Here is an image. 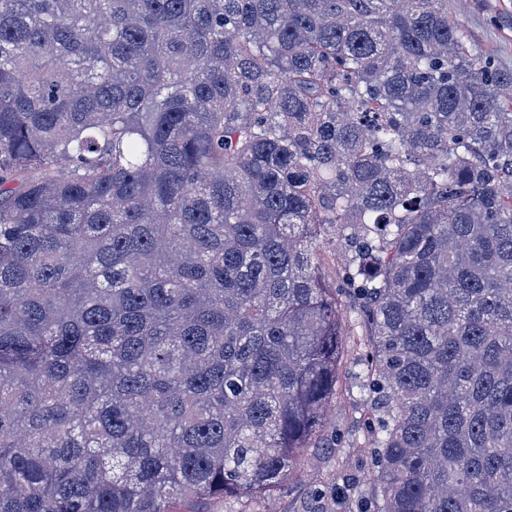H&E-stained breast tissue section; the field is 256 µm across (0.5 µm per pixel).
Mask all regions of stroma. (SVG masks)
I'll return each instance as SVG.
<instances>
[{"instance_id": "1", "label": "stroma", "mask_w": 512, "mask_h": 512, "mask_svg": "<svg viewBox=\"0 0 512 512\" xmlns=\"http://www.w3.org/2000/svg\"><path fill=\"white\" fill-rule=\"evenodd\" d=\"M448 13L461 21L468 43L512 70V0H448ZM340 303L350 337L316 447L304 450L288 480L268 496L196 499L182 512H360L375 499L379 482L363 427L368 341L349 296Z\"/></svg>"}]
</instances>
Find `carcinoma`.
<instances>
[{
    "instance_id": "obj_1",
    "label": "carcinoma",
    "mask_w": 512,
    "mask_h": 512,
    "mask_svg": "<svg viewBox=\"0 0 512 512\" xmlns=\"http://www.w3.org/2000/svg\"><path fill=\"white\" fill-rule=\"evenodd\" d=\"M345 291L376 512H512V71L448 0H0V512L284 484Z\"/></svg>"
}]
</instances>
